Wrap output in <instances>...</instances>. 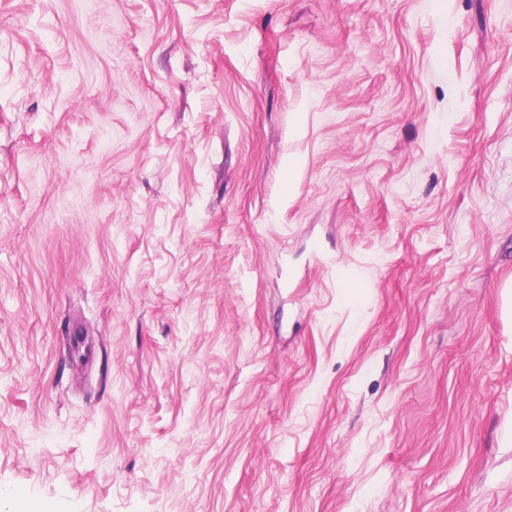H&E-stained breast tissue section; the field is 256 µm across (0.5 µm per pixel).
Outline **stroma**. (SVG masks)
<instances>
[{"mask_svg":"<svg viewBox=\"0 0 512 512\" xmlns=\"http://www.w3.org/2000/svg\"><path fill=\"white\" fill-rule=\"evenodd\" d=\"M0 512H512V0H0Z\"/></svg>","mask_w":512,"mask_h":512,"instance_id":"stroma-1","label":"stroma"}]
</instances>
